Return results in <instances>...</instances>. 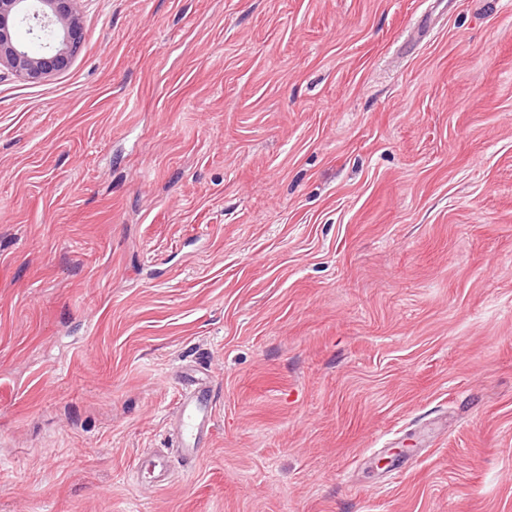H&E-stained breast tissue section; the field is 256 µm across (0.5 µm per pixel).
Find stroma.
<instances>
[{"instance_id": "stroma-1", "label": "stroma", "mask_w": 512, "mask_h": 512, "mask_svg": "<svg viewBox=\"0 0 512 512\" xmlns=\"http://www.w3.org/2000/svg\"><path fill=\"white\" fill-rule=\"evenodd\" d=\"M82 8L0 77V512H512V0ZM182 392L177 408L175 426L176 448H181L185 458L193 460L204 448L213 426L212 404L206 398L207 386H201L187 376H182Z\"/></svg>"}]
</instances>
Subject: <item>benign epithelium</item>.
I'll return each instance as SVG.
<instances>
[{"label":"benign epithelium","instance_id":"obj_1","mask_svg":"<svg viewBox=\"0 0 512 512\" xmlns=\"http://www.w3.org/2000/svg\"><path fill=\"white\" fill-rule=\"evenodd\" d=\"M80 0H0V69L14 79L36 84L69 67L82 43ZM34 35L48 34L33 52L15 39L18 24Z\"/></svg>","mask_w":512,"mask_h":512}]
</instances>
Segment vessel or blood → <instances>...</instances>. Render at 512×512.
<instances>
[{
  "instance_id": "obj_1",
  "label": "vessel or blood",
  "mask_w": 512,
  "mask_h": 512,
  "mask_svg": "<svg viewBox=\"0 0 512 512\" xmlns=\"http://www.w3.org/2000/svg\"><path fill=\"white\" fill-rule=\"evenodd\" d=\"M175 426L176 445L191 459L203 448L213 426V408L206 389L190 378H183Z\"/></svg>"
}]
</instances>
